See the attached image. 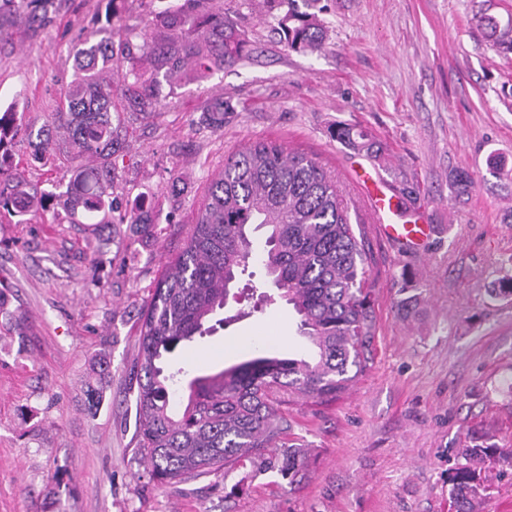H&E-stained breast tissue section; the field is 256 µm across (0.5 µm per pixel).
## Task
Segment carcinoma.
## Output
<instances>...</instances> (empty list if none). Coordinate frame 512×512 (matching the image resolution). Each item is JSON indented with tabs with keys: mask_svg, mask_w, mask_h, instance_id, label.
I'll return each mask as SVG.
<instances>
[{
	"mask_svg": "<svg viewBox=\"0 0 512 512\" xmlns=\"http://www.w3.org/2000/svg\"><path fill=\"white\" fill-rule=\"evenodd\" d=\"M215 0H176L151 20L168 35L148 39L131 28L114 52L104 29L84 27L74 46L78 79L57 78L64 106L54 122L65 128L81 155L100 164L70 178L64 206L96 220L110 208L112 168L121 150L112 122L114 100L127 103L144 119L159 115L162 82L192 63L210 72L247 55V41ZM290 7L274 17L288 48L318 52L325 31L314 15ZM57 0H0V41L9 37L4 14L18 13L37 33L56 17ZM479 27L494 44L512 51V25L499 28L496 17L481 13ZM160 58L150 74L135 68L115 85L102 67L135 52ZM336 139L356 150H371L367 135L336 126ZM22 145L32 156L53 163L49 129L32 134L15 113H0V200L19 211L35 193L13 164L12 148ZM361 222H351L331 173L304 153L288 152L275 141L250 143L224 162L210 183L205 202L191 225L182 251L158 279L141 312L135 406L139 422L138 452L150 480L165 484L233 466L276 471L298 487L307 479L309 457L285 446L288 423L278 415L285 398L304 397L329 404L369 371L376 358L377 316L372 286L366 278L371 253ZM264 231L260 251L251 233ZM260 263L296 312L300 335L312 346L309 356H258L212 375L195 376L186 400H174L175 377L167 356L212 332L209 322L227 305L231 288L250 263ZM466 463L452 479V512H471L481 487L482 466L507 456L492 445L461 450Z\"/></svg>",
	"mask_w": 512,
	"mask_h": 512,
	"instance_id": "carcinoma-1",
	"label": "carcinoma"
}]
</instances>
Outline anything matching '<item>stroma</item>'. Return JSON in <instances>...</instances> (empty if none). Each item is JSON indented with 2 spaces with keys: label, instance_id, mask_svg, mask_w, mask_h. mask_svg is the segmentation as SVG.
Returning a JSON list of instances; mask_svg holds the SVG:
<instances>
[{
  "label": "stroma",
  "instance_id": "35a3bbf8",
  "mask_svg": "<svg viewBox=\"0 0 512 512\" xmlns=\"http://www.w3.org/2000/svg\"><path fill=\"white\" fill-rule=\"evenodd\" d=\"M318 4L325 45L303 53L274 30L267 0H224L246 59L207 77L175 74L164 86L175 107L158 120L117 102L124 159L112 198L138 223L81 224L59 203L62 172L91 165L65 130L54 133V165L15 147L40 194L23 212L0 207V512H450L458 448L512 449V296L490 293L512 262V53L474 22L488 10L512 23V0ZM170 5L63 0L33 38L25 20L10 19L0 111L35 130L50 123L54 76H77L81 27L112 7L154 39L148 23ZM219 98L223 126L199 130ZM339 125L365 130L378 154L337 141ZM258 140L316 158L358 209L375 258V363L335 402L280 406L311 461L301 490L249 466L158 485L135 453L139 314L225 157ZM461 171L475 181L466 193L454 182ZM406 184L415 200L403 198ZM371 190L435 225L423 251L376 231L363 209ZM409 296L405 316L398 304ZM224 313L229 323L197 339L193 359L179 350L172 363L210 375L252 358L256 336L274 337L279 357L308 346L283 299L258 313L231 302ZM481 476L490 490L474 512H512V467L488 463Z\"/></svg>",
  "mask_w": 512,
  "mask_h": 512
}]
</instances>
